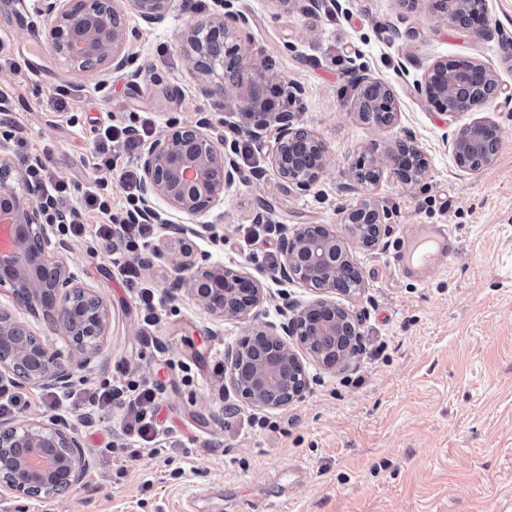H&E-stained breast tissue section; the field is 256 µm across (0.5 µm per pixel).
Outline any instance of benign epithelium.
I'll return each mask as SVG.
<instances>
[{"mask_svg":"<svg viewBox=\"0 0 512 512\" xmlns=\"http://www.w3.org/2000/svg\"><path fill=\"white\" fill-rule=\"evenodd\" d=\"M134 14L149 24H161L176 8V0H127ZM286 10L310 13L319 0H275ZM47 20L34 25L31 34L47 45L73 74L103 75L127 67L129 15L119 0H52ZM235 24L215 12L192 21L182 34V51L201 78L200 90L209 98H221L242 82L247 50L240 39L249 24L245 13L234 15ZM464 28L490 38L489 0L468 8ZM479 82L488 95L474 100L475 110L497 98L502 89L490 68L473 61L463 70L446 59L430 66L414 91L438 112L447 113L448 85L470 86ZM356 112L370 106L386 112V127L394 125L396 101L383 80H356ZM279 136L270 163L279 178L300 194H306L322 178L328 148L307 128L280 118ZM502 144V132L484 120L460 128L453 150L458 167L477 171L491 165ZM426 159L414 138L407 135L385 147L374 145L351 165L357 173L372 168L388 170L405 186L427 175ZM141 171L143 215L158 225L159 244L139 264L151 268L163 264L166 293L184 292L214 321L236 319L248 323L249 332L228 354L225 372L235 393L263 409L288 407L303 397L306 385L293 380L294 369L304 368L298 353L284 340L297 337L313 358L327 367L336 365L353 348L360 335L358 315L329 298L336 279L352 265L336 231L323 224L282 227L279 265L271 276L299 281L318 297L300 304L287 322L266 320L267 295L263 284L242 269L222 264H202L194 255L196 239L213 238L214 224L198 218L224 203V195L243 178L236 164L224 154V143L204 131L201 123L174 125L150 142L138 157ZM39 190L29 183L4 151L0 152V224L8 226L9 245L0 250V288H7L17 307L28 312L42 309L51 319V330L72 343L65 360L49 352L24 321L0 309V383L16 387L39 386L65 389L79 370L90 368L101 356L109 326V311L98 295L84 288L70 263V245L57 237L54 225L43 221L37 199ZM178 213L194 220L177 224ZM386 214L377 201L365 197L344 210L343 224L363 246H374L386 234ZM78 439L55 423L27 421L0 427V489L21 496L36 493L57 498L80 482L89 460L79 451Z\"/></svg>","mask_w":512,"mask_h":512,"instance_id":"benign-epithelium-1","label":"benign epithelium"}]
</instances>
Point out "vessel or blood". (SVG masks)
<instances>
[{
    "mask_svg": "<svg viewBox=\"0 0 512 512\" xmlns=\"http://www.w3.org/2000/svg\"><path fill=\"white\" fill-rule=\"evenodd\" d=\"M454 251L453 237L446 227L423 224L399 241L392 262L403 273L424 280L433 268L446 263Z\"/></svg>",
    "mask_w": 512,
    "mask_h": 512,
    "instance_id": "1",
    "label": "vessel or blood"
}]
</instances>
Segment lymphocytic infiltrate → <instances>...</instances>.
<instances>
[{
    "instance_id": "1",
    "label": "lymphocytic infiltrate",
    "mask_w": 512,
    "mask_h": 512,
    "mask_svg": "<svg viewBox=\"0 0 512 512\" xmlns=\"http://www.w3.org/2000/svg\"><path fill=\"white\" fill-rule=\"evenodd\" d=\"M153 130L149 123L133 126L110 124L99 129L95 135L94 150L99 168L118 170L119 188L125 198L120 208H113L110 194L86 190L80 208L70 211L67 222H60V206L70 194L68 184L52 181L44 166L30 162L23 149L26 142L22 129L12 117L4 102L0 101V136L20 147L18 160L36 186L42 187L44 206L48 223L56 225L61 235L76 239L92 237L94 244L105 246L110 263L118 273L127 274L132 261L139 251L156 235V227L148 223L141 214V176L132 164L117 165L112 156L113 143H123L129 153H136L142 140L150 137ZM93 212L103 218L102 224L88 229L84 216ZM159 388L154 384L130 382L124 385L102 384L95 389L69 391L70 404L82 406L89 412L104 411L114 405L124 406L126 417L122 432L127 444L136 451L150 456L169 454L167 438L162 437L155 416L159 411Z\"/></svg>"
}]
</instances>
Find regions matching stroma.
Returning <instances> with one entry per match:
<instances>
[{"mask_svg": "<svg viewBox=\"0 0 512 512\" xmlns=\"http://www.w3.org/2000/svg\"><path fill=\"white\" fill-rule=\"evenodd\" d=\"M47 0H0V91L12 98L26 147L55 180L68 183V208H79L93 184L118 192L114 175L94 166V135L115 121L149 120L155 135L172 125L206 122L223 138V117L247 112L276 85L293 84L292 115L328 147L320 182L300 194L272 171L280 125L260 137L243 134L262 180L236 182L206 218L218 237L196 241L202 263L240 268L266 288L268 319L281 323L314 294L302 284L274 281L246 257L258 224H324L336 230L362 286L336 303L361 319L354 350L333 368L303 355L308 387L279 410H260L225 386L228 351L248 332L234 320L212 322L185 296H166L162 264L118 274L105 251L71 243L79 279L110 308L100 362L73 377L77 388L118 379L158 384L160 423L183 447L171 457L103 446L118 439L119 408L91 419H68L90 461L79 485L45 501L0 492V512H512V101L441 114L410 88L436 60L479 59L512 89V0H491L490 39L439 22L427 0L415 10L399 0H321L309 14L283 11L274 0H223L209 12H244L249 53L242 85L223 99L198 90L199 77L181 50L192 15L175 9L159 25L132 18L126 70L105 76L71 74L47 46L32 50L30 29L42 23ZM148 67L144 79L130 74ZM388 81L397 122L386 128L359 120L355 76ZM76 96L55 108L58 86ZM490 119L502 131L495 161L459 170L452 136ZM413 134L428 162L413 186L390 173L364 188L350 165L364 149ZM374 197L390 228L375 247L346 232L342 211ZM413 224L450 229L455 256L426 281L394 270L390 255ZM161 296L160 320L146 328L132 284ZM223 412L214 421L215 412Z\"/></svg>", "mask_w": 512, "mask_h": 512, "instance_id": "35a3bbf8", "label": "stroma"}]
</instances>
